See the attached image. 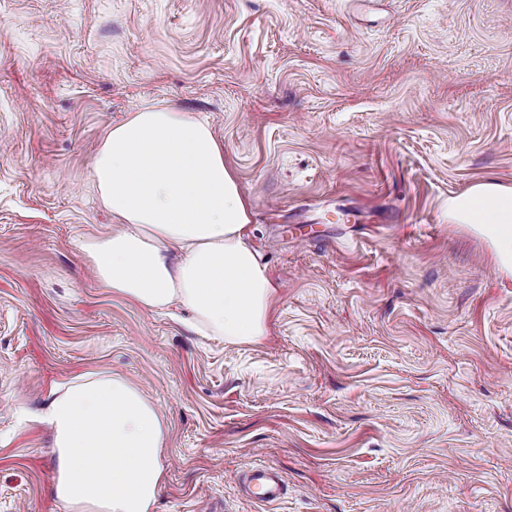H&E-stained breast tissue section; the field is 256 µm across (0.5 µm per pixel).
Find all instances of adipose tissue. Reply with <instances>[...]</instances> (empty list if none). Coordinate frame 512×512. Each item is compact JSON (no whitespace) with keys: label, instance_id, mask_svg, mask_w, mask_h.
<instances>
[{"label":"adipose tissue","instance_id":"adipose-tissue-1","mask_svg":"<svg viewBox=\"0 0 512 512\" xmlns=\"http://www.w3.org/2000/svg\"><path fill=\"white\" fill-rule=\"evenodd\" d=\"M100 200L124 230L84 244L99 282L137 308L179 306L231 343L267 333L274 284L253 248L249 204L209 124L146 105L114 124L93 164ZM512 272V187L492 182L449 199ZM39 423L53 436L52 490L65 512H153L168 432L153 403L107 373L54 391Z\"/></svg>","mask_w":512,"mask_h":512}]
</instances>
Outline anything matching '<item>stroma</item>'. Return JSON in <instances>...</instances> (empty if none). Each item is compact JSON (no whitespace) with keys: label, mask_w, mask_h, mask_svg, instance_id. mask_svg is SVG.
I'll return each instance as SVG.
<instances>
[{"label":"stroma","mask_w":512,"mask_h":512,"mask_svg":"<svg viewBox=\"0 0 512 512\" xmlns=\"http://www.w3.org/2000/svg\"><path fill=\"white\" fill-rule=\"evenodd\" d=\"M145 104L224 146L259 341L92 273V164ZM481 181L512 187V0H0V512H61L34 416L88 372L168 425L155 512H512V274L448 219ZM242 483L247 495L264 505L278 502L287 490L283 475L270 464L249 467L243 474Z\"/></svg>","instance_id":"obj_1"}]
</instances>
